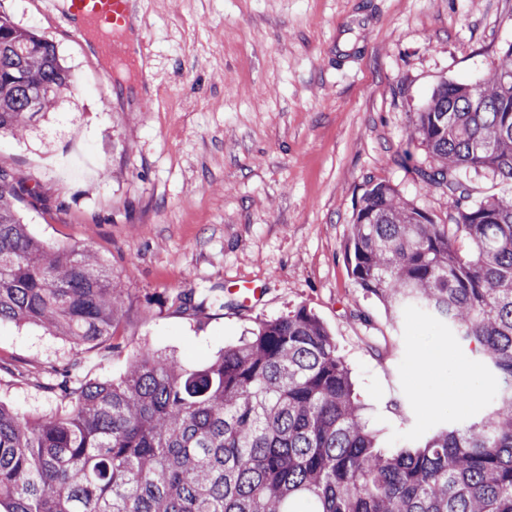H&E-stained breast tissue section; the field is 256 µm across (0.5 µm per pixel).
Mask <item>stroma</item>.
Wrapping results in <instances>:
<instances>
[{"instance_id":"obj_1","label":"stroma","mask_w":512,"mask_h":512,"mask_svg":"<svg viewBox=\"0 0 512 512\" xmlns=\"http://www.w3.org/2000/svg\"><path fill=\"white\" fill-rule=\"evenodd\" d=\"M140 68L107 70L58 0H0L53 43L73 83L0 160L29 194V231L96 253L125 288L112 354L0 323V404L37 416L71 362L116 379L145 349L196 366L258 321L306 307L351 371L378 441L400 448L481 415L502 389L458 337L393 321L358 288L348 242L376 183L448 220L417 175L415 112L448 81L477 83L512 44V0H132ZM152 100L151 111L140 103ZM249 283L262 294L242 303ZM205 302L201 317L179 307Z\"/></svg>"}]
</instances>
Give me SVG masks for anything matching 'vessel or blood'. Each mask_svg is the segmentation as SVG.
Masks as SVG:
<instances>
[{
    "label": "vessel or blood",
    "instance_id": "vessel-or-blood-1",
    "mask_svg": "<svg viewBox=\"0 0 512 512\" xmlns=\"http://www.w3.org/2000/svg\"><path fill=\"white\" fill-rule=\"evenodd\" d=\"M67 15L74 33L93 37L98 53L119 64L131 62L127 32L131 26V0H67Z\"/></svg>",
    "mask_w": 512,
    "mask_h": 512
}]
</instances>
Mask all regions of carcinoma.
<instances>
[{
  "label": "carcinoma",
  "instance_id": "cac0c4a2",
  "mask_svg": "<svg viewBox=\"0 0 512 512\" xmlns=\"http://www.w3.org/2000/svg\"><path fill=\"white\" fill-rule=\"evenodd\" d=\"M70 87L55 46L0 13V133L23 134ZM448 194V223L377 183L348 247L356 285L449 327L504 386L480 420L418 447L377 446L349 369L302 307L191 369L146 350L118 380L67 365L54 410L0 404V512H512V199L471 200L463 169L512 183V45L479 84L444 82L409 135ZM0 163V323L111 352L121 285L92 252L52 248ZM469 242L462 252L457 239Z\"/></svg>",
  "mask_w": 512,
  "mask_h": 512
}]
</instances>
